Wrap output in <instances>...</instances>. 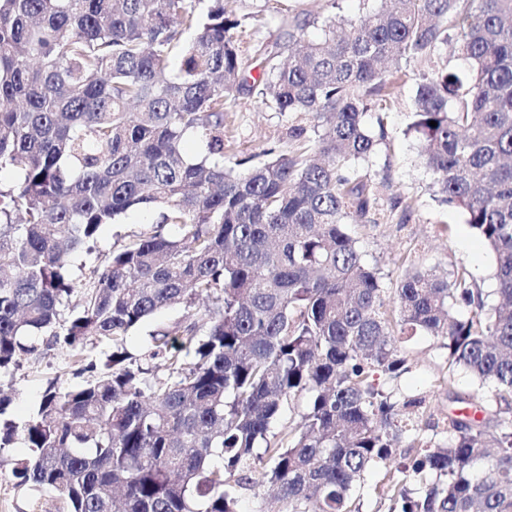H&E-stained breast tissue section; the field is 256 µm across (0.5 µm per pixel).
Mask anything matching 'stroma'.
Listing matches in <instances>:
<instances>
[{
    "label": "stroma",
    "mask_w": 512,
    "mask_h": 512,
    "mask_svg": "<svg viewBox=\"0 0 512 512\" xmlns=\"http://www.w3.org/2000/svg\"><path fill=\"white\" fill-rule=\"evenodd\" d=\"M265 10L266 23L253 33V40L271 41L279 34L281 17L331 14L354 17L362 12L360 0H253ZM449 46H440L431 58L411 61L407 78L398 88L399 101L385 117L389 144L379 147L364 164L371 177L376 221L355 225L366 260L380 268L384 287L394 288L406 267L438 271L464 266L483 292L494 287V258L474 234L461 209L439 203L433 190V175L419 157L418 142L406 129L411 122L410 104L415 96L417 73L433 68L457 66ZM287 117L266 110L251 98L239 99L224 115L225 154L264 159L266 152L286 153L284 135ZM157 221L152 210L132 211L119 223L107 226L97 242L96 256L87 257L95 265L97 256L109 254L129 237L147 232ZM411 368L399 382L402 394L426 397L422 424H431L454 412L455 403L437 385L449 372L447 354L436 338L411 337L405 344ZM80 363L64 349H42L23 359L18 368L0 377V386L12 395L10 415L18 421L36 410L49 383L74 386L82 383ZM0 512H64L63 502L52 492L19 484L10 466L0 467Z\"/></svg>",
    "instance_id": "stroma-1"
}]
</instances>
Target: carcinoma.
<instances>
[{
	"mask_svg": "<svg viewBox=\"0 0 512 512\" xmlns=\"http://www.w3.org/2000/svg\"><path fill=\"white\" fill-rule=\"evenodd\" d=\"M386 2L246 45L264 17L224 0H0V375L43 346L81 362L112 343L25 422L0 389V456L29 448L19 483L69 512H241L257 485L278 512H359L366 474L399 457L375 487L387 512H512V0ZM451 40L467 68L418 75L411 129L440 201L493 254L495 304L463 266L388 291L349 227L376 223L359 164L388 135L367 112L390 111L401 63ZM243 97L310 124H288L286 154L226 162ZM134 209L159 221L80 283L74 258ZM200 300L129 351L131 330ZM417 334L490 388L482 418L430 426L439 442L425 398L398 393ZM303 396L300 423L272 431Z\"/></svg>",
	"mask_w": 512,
	"mask_h": 512,
	"instance_id": "cac0c4a2",
	"label": "carcinoma"
}]
</instances>
